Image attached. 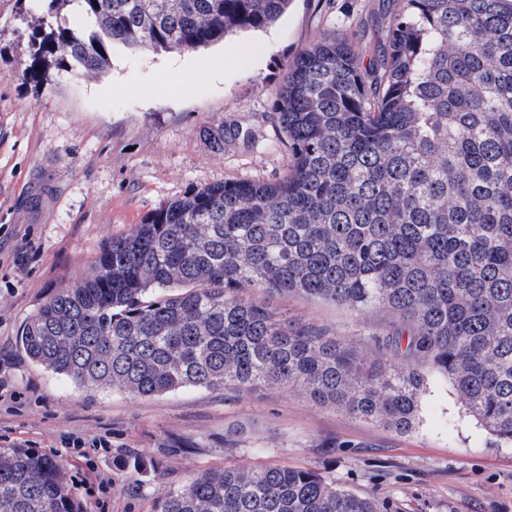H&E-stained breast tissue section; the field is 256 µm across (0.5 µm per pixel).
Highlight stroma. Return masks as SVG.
<instances>
[{
  "mask_svg": "<svg viewBox=\"0 0 512 512\" xmlns=\"http://www.w3.org/2000/svg\"><path fill=\"white\" fill-rule=\"evenodd\" d=\"M22 0H0V445L61 460L86 512L69 437H107L90 450L111 479L108 512H155L159 497L227 466L309 468L373 498L380 512H512V448L491 445L450 384H431L416 430L400 433L314 404L303 392L262 388L225 396L187 388L140 397L86 389L29 361L21 329L101 247L131 234L159 206L206 184L273 181L291 158L273 102L297 53L329 33L360 50L378 37L382 0H291L269 27L194 51L113 50L98 77L52 65L28 72L34 50ZM199 70L189 89L180 73ZM250 129V142L212 147L204 130ZM289 319L350 336L359 354L385 313L358 314L300 295L272 300ZM244 426L247 441L224 445Z\"/></svg>",
  "mask_w": 512,
  "mask_h": 512,
  "instance_id": "1",
  "label": "stroma"
}]
</instances>
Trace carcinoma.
I'll return each mask as SVG.
<instances>
[{
  "label": "carcinoma",
  "mask_w": 512,
  "mask_h": 512,
  "mask_svg": "<svg viewBox=\"0 0 512 512\" xmlns=\"http://www.w3.org/2000/svg\"><path fill=\"white\" fill-rule=\"evenodd\" d=\"M289 0H35L38 56L98 75L112 50H194L275 21ZM84 21L74 30L61 13ZM378 49H302L273 104L283 177L207 184L107 242L21 330L34 364L85 388L304 391L399 432L429 378L512 448V0H392ZM213 146L248 138L223 125ZM298 293L394 317L355 341L251 297ZM0 512H85L57 459L0 446ZM155 512H380L306 468L226 467Z\"/></svg>",
  "instance_id": "cac0c4a2"
}]
</instances>
